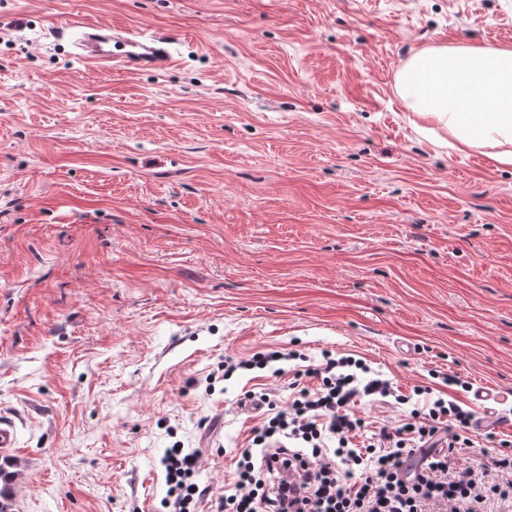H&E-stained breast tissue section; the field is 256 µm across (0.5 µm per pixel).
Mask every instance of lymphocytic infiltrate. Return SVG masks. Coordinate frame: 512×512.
I'll list each match as a JSON object with an SVG mask.
<instances>
[{
	"label": "lymphocytic infiltrate",
	"instance_id": "1",
	"mask_svg": "<svg viewBox=\"0 0 512 512\" xmlns=\"http://www.w3.org/2000/svg\"><path fill=\"white\" fill-rule=\"evenodd\" d=\"M305 376L315 387L301 388L288 406L272 393H247L262 418L248 447L237 449L235 481L211 498L195 479L196 451L168 449L162 459L167 491L165 512H512V443L496 461L498 483L466 466L451 470L448 452L469 444L473 413L447 393L424 405L396 393L389 380L363 359L324 353ZM395 398L405 410L392 427L364 434L353 411L362 400Z\"/></svg>",
	"mask_w": 512,
	"mask_h": 512
}]
</instances>
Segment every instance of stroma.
Instances as JSON below:
<instances>
[{
  "mask_svg": "<svg viewBox=\"0 0 512 512\" xmlns=\"http://www.w3.org/2000/svg\"><path fill=\"white\" fill-rule=\"evenodd\" d=\"M70 20L171 40L166 71L84 66ZM512 47V0H0V419L15 512H160L161 458L233 480L250 390L225 357L355 355L512 442V168L421 132L396 74Z\"/></svg>",
  "mask_w": 512,
  "mask_h": 512,
  "instance_id": "stroma-1",
  "label": "stroma"
}]
</instances>
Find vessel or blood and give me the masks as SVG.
Here are the masks:
<instances>
[{"label": "vessel or blood", "instance_id": "b4317fda", "mask_svg": "<svg viewBox=\"0 0 512 512\" xmlns=\"http://www.w3.org/2000/svg\"><path fill=\"white\" fill-rule=\"evenodd\" d=\"M46 36L67 42L73 57L88 66L106 67L122 63L163 71L174 61L169 37L159 33L139 37L109 27L74 21L48 29Z\"/></svg>", "mask_w": 512, "mask_h": 512}]
</instances>
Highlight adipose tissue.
<instances>
[{
  "label": "adipose tissue",
  "instance_id": "1",
  "mask_svg": "<svg viewBox=\"0 0 512 512\" xmlns=\"http://www.w3.org/2000/svg\"><path fill=\"white\" fill-rule=\"evenodd\" d=\"M396 89L425 124L446 129L461 150L484 149L512 166V47L430 46L400 68Z\"/></svg>",
  "mask_w": 512,
  "mask_h": 512
}]
</instances>
